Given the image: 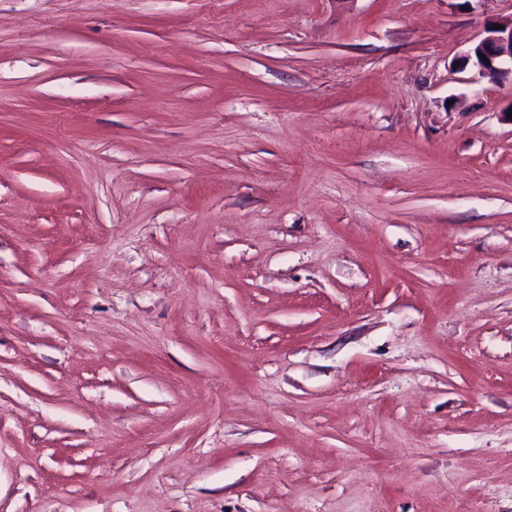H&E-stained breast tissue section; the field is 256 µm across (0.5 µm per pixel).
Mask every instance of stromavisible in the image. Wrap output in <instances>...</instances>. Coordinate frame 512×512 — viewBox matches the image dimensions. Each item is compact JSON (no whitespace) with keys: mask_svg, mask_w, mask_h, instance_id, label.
Returning a JSON list of instances; mask_svg holds the SVG:
<instances>
[{"mask_svg":"<svg viewBox=\"0 0 512 512\" xmlns=\"http://www.w3.org/2000/svg\"><path fill=\"white\" fill-rule=\"evenodd\" d=\"M512 0H0V512H512ZM493 25L497 28L491 29ZM498 25H503L504 29H498ZM479 53L487 58V62ZM472 59L483 78L499 82L510 74L512 80V16L487 27L485 36L467 52L463 61L468 64Z\"/></svg>","mask_w":512,"mask_h":512,"instance_id":"obj_1","label":"stroma"}]
</instances>
